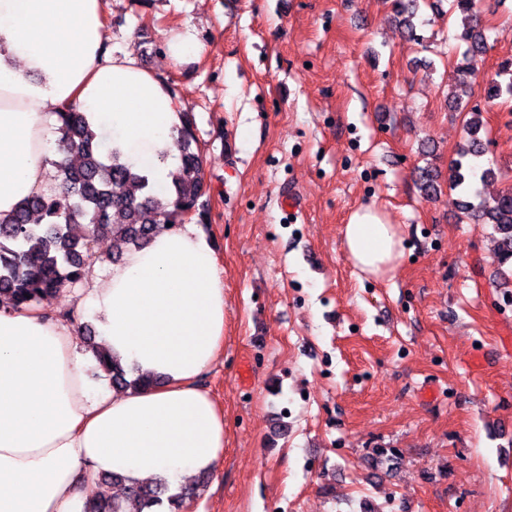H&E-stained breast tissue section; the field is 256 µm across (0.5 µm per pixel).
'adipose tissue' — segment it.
I'll return each mask as SVG.
<instances>
[{"instance_id":"obj_1","label":"adipose tissue","mask_w":512,"mask_h":512,"mask_svg":"<svg viewBox=\"0 0 512 512\" xmlns=\"http://www.w3.org/2000/svg\"><path fill=\"white\" fill-rule=\"evenodd\" d=\"M101 0H0V218L53 184L45 108L76 104L167 196L183 105L131 54L104 46ZM398 225L355 211L343 244L362 275L393 270ZM85 304L103 349L155 385L93 388L74 327L0 307V512H80L104 473L171 486L216 469L224 412L196 382L224 344V279L194 223L164 229L95 280Z\"/></svg>"}]
</instances>
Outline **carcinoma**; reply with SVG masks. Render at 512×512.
Returning <instances> with one entry per match:
<instances>
[{"label":"carcinoma","mask_w":512,"mask_h":512,"mask_svg":"<svg viewBox=\"0 0 512 512\" xmlns=\"http://www.w3.org/2000/svg\"><path fill=\"white\" fill-rule=\"evenodd\" d=\"M426 4L428 0H392L394 11L401 16L400 25L412 40H420L414 19ZM484 6L483 0H448V14L460 19L456 39L467 44L457 68L470 77L476 75L479 61L490 50L482 21ZM484 93L489 100L512 98L511 59L500 63ZM471 96L464 88L451 101L454 109L469 118L465 120L466 143L458 150V158L450 161L448 191L456 193L461 213L492 226L497 264L512 268V188L492 198L482 197L476 189L473 161L484 152L483 118L480 108L469 106ZM54 116L61 151L60 159L50 161L60 178L55 192L26 199L0 220V301L16 309L34 308L44 297L81 284L98 261L120 264L124 252L146 247L161 228H177L192 218L198 224L208 223L193 113L182 112V123L176 129L180 165L172 174L173 193L164 199L152 194L146 176L122 161L119 149L103 154L78 105ZM437 177L429 167L420 169L417 184L423 196L437 195ZM91 348L112 386L125 389L160 383L142 376L127 379L119 361L94 344ZM198 491L195 487L172 493L162 479L130 486L119 498L107 499L91 491L83 499L82 512H156L165 504L169 512H184Z\"/></svg>","instance_id":"obj_1"}]
</instances>
